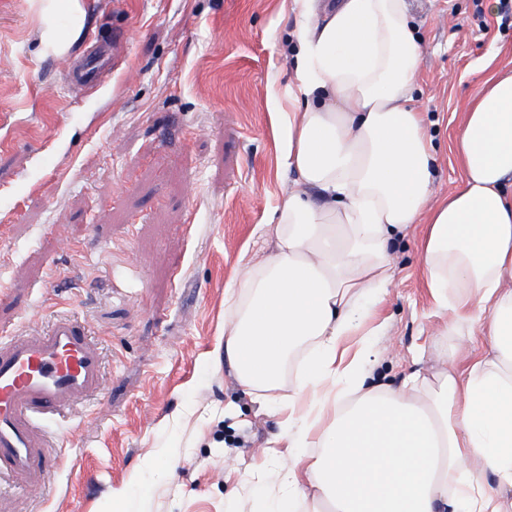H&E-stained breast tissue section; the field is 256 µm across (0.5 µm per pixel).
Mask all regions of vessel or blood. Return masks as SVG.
<instances>
[{
	"label": "vessel or blood",
	"mask_w": 512,
	"mask_h": 512,
	"mask_svg": "<svg viewBox=\"0 0 512 512\" xmlns=\"http://www.w3.org/2000/svg\"><path fill=\"white\" fill-rule=\"evenodd\" d=\"M78 86L96 83L90 62L67 60ZM104 361L84 319L54 317L33 334L0 337V483L19 487L31 473L53 468L48 422L99 391Z\"/></svg>",
	"instance_id": "vessel-or-blood-1"
}]
</instances>
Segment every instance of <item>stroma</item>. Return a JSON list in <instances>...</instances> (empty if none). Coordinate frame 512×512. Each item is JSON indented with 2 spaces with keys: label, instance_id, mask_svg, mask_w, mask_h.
I'll return each instance as SVG.
<instances>
[{
  "label": "stroma",
  "instance_id": "obj_1",
  "mask_svg": "<svg viewBox=\"0 0 512 512\" xmlns=\"http://www.w3.org/2000/svg\"><path fill=\"white\" fill-rule=\"evenodd\" d=\"M46 0H0V334L58 314L104 350L98 397L50 424L56 468L0 512H264L289 450L283 417L238 387L224 291L262 261L286 188L274 99L292 77L296 18L282 0H79L67 43L40 40ZM422 45L413 103L458 185L452 152L483 70L512 71L499 0H410ZM118 44L90 90L58 56ZM423 225L399 238L380 316L381 381L480 355L474 324L442 323L421 267Z\"/></svg>",
  "mask_w": 512,
  "mask_h": 512
}]
</instances>
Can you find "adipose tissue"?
<instances>
[{
  "label": "adipose tissue",
  "instance_id": "1",
  "mask_svg": "<svg viewBox=\"0 0 512 512\" xmlns=\"http://www.w3.org/2000/svg\"><path fill=\"white\" fill-rule=\"evenodd\" d=\"M288 10L300 27L276 110L295 179L270 253L241 266L224 316L244 393L287 415L291 461L270 512H512V73L484 78L454 141L460 186L437 201L407 0ZM421 221L443 335L472 320L486 348L394 387L373 375L384 328L371 319L391 242Z\"/></svg>",
  "mask_w": 512,
  "mask_h": 512
}]
</instances>
